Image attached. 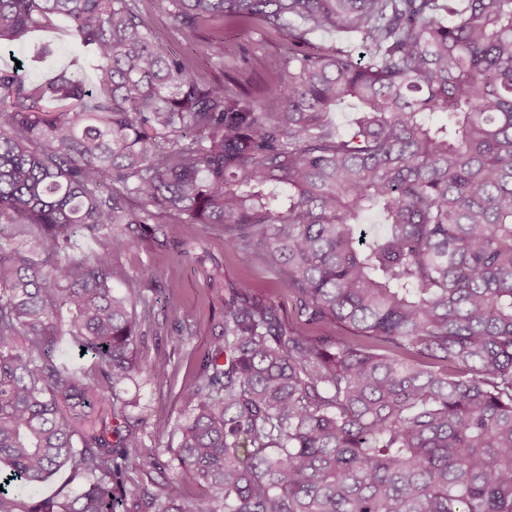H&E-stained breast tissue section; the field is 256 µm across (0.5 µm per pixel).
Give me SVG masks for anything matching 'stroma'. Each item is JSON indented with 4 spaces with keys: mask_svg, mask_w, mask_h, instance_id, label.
<instances>
[{
    "mask_svg": "<svg viewBox=\"0 0 512 512\" xmlns=\"http://www.w3.org/2000/svg\"><path fill=\"white\" fill-rule=\"evenodd\" d=\"M153 23L168 53L198 59L197 75L212 79L228 72L235 80V90L256 99L262 111L277 110L276 69L254 73L237 60L230 61L225 70L215 69L205 58L203 35L182 34L164 17H155ZM69 57L67 37L61 31L32 32L15 54L28 75L38 80ZM183 243L190 246L192 261L177 259L178 247ZM112 266L117 272L112 285L119 290L125 289L144 267L152 266L162 273L156 284L160 300L142 319L145 337L138 343L137 353L141 360H163L167 366L160 375L137 377L130 383L129 392L138 411L148 418L147 443L175 447L173 424L185 408L182 389L194 377L201 352L219 331L230 288L244 280L250 282L256 296L277 305L290 320L295 317L294 307L272 269L259 259L243 261L218 226L183 224L164 243L150 234L139 236L128 248L113 253Z\"/></svg>",
    "mask_w": 512,
    "mask_h": 512,
    "instance_id": "35a3bbf8",
    "label": "stroma"
}]
</instances>
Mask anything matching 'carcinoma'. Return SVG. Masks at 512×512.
<instances>
[{"label":"carcinoma","mask_w":512,"mask_h":512,"mask_svg":"<svg viewBox=\"0 0 512 512\" xmlns=\"http://www.w3.org/2000/svg\"><path fill=\"white\" fill-rule=\"evenodd\" d=\"M155 14L221 69L229 28L288 40L277 111L165 52ZM61 20L72 69L0 65V512H512V0H0V53ZM149 224L224 228L335 332L241 282L172 477L126 389L158 369L136 356L158 274L112 287ZM67 465L75 492L21 499Z\"/></svg>","instance_id":"1"}]
</instances>
